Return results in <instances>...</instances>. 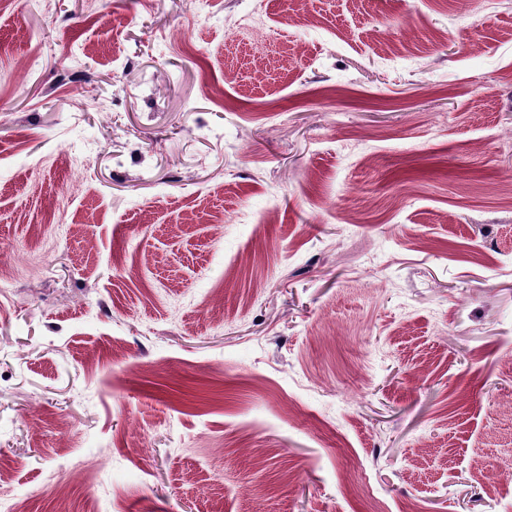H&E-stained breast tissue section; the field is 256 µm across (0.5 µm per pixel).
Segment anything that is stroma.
<instances>
[{
  "mask_svg": "<svg viewBox=\"0 0 512 512\" xmlns=\"http://www.w3.org/2000/svg\"><path fill=\"white\" fill-rule=\"evenodd\" d=\"M0 501L512 512V0H0Z\"/></svg>",
  "mask_w": 512,
  "mask_h": 512,
  "instance_id": "1",
  "label": "stroma"
}]
</instances>
